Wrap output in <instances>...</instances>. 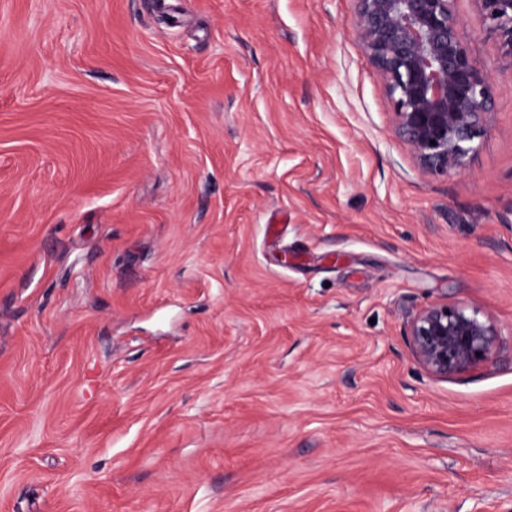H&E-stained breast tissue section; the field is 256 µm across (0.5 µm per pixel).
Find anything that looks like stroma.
Masks as SVG:
<instances>
[{
  "instance_id": "stroma-1",
  "label": "stroma",
  "mask_w": 512,
  "mask_h": 512,
  "mask_svg": "<svg viewBox=\"0 0 512 512\" xmlns=\"http://www.w3.org/2000/svg\"><path fill=\"white\" fill-rule=\"evenodd\" d=\"M422 171L356 0H0V512H512V69ZM488 360L412 356L434 302ZM406 336L413 356L426 370L448 378L486 360L499 332L488 315L461 305L436 303L414 316Z\"/></svg>"
}]
</instances>
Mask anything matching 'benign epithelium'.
I'll use <instances>...</instances> for the list:
<instances>
[{
	"label": "benign epithelium",
	"instance_id": "7a95c632",
	"mask_svg": "<svg viewBox=\"0 0 512 512\" xmlns=\"http://www.w3.org/2000/svg\"><path fill=\"white\" fill-rule=\"evenodd\" d=\"M456 0H357L352 33L378 69L396 131L419 165L463 172L491 113L489 72L474 59ZM512 71V0H476ZM408 343L432 375L446 378L487 359L493 319L461 305L433 304L411 320Z\"/></svg>",
	"mask_w": 512,
	"mask_h": 512
}]
</instances>
